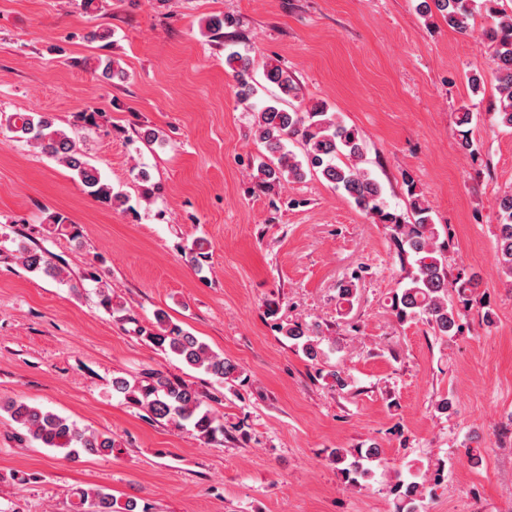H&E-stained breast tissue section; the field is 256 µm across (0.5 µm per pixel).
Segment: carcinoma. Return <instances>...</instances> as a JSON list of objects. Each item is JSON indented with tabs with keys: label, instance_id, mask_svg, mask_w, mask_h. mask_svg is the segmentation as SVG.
Listing matches in <instances>:
<instances>
[{
	"label": "carcinoma",
	"instance_id": "cac0c4a2",
	"mask_svg": "<svg viewBox=\"0 0 512 512\" xmlns=\"http://www.w3.org/2000/svg\"><path fill=\"white\" fill-rule=\"evenodd\" d=\"M468 2L422 0L420 7L425 15L437 12L448 27L463 33L469 30L472 16ZM486 2L495 19L494 26L487 33L495 44L492 76L499 92L495 121L500 127L512 129V11L498 7L499 0ZM94 61V70L101 72L103 78L110 80L119 75L116 61L111 56L100 55ZM227 62L231 66L237 65V95L243 101L250 99L255 93V87L249 81L252 60L231 52ZM263 77L280 90L282 97L255 109L253 135L267 152V159H259L252 167L255 182L260 186H270L282 181L300 182L312 172L321 175L333 189L342 192L376 223L386 226L401 267H410L408 282L391 299V307L398 320H422L428 323L436 336L461 333V320L469 305L466 291L472 279L463 269L458 270L455 278L448 279V239L441 237L438 225L432 223L427 200L415 193L410 183V216L404 218L387 210L381 184L364 167L363 138L359 130L345 125L336 113L327 111L322 102H316L309 108L301 104L285 108L286 100L297 98V81L281 65H265ZM473 121L474 113L466 108L456 115L460 147L469 154L474 153L469 129ZM0 129L33 144L41 153L73 171L88 195L119 208L126 206V196L113 191L112 185L79 145L76 133L57 127L49 116L37 112L0 114ZM290 141L301 145V154L286 148ZM498 209L500 224L496 235V254L503 274L512 283V193L498 199ZM44 223L59 234L73 239L80 236L76 224L62 213L47 214ZM18 254L22 265L30 272L54 279L64 274V269L54 261V255L44 249L21 246ZM206 255L207 247L201 239L185 248V257L194 266L205 261ZM361 278L362 274L356 272L341 285L339 299L342 302L352 304ZM451 292L457 294L458 302L448 299ZM278 330L295 341L308 359L314 361L318 358L316 330L299 322L281 324ZM141 334L165 353L204 371L218 382L233 378L238 371L234 362L212 351L193 333L173 322L163 310L155 313L152 326L141 329ZM112 389L125 394L152 418L173 421L180 426L188 425L203 438H210L223 429L217 417L203 408L198 392L186 382L161 371L145 373L143 379L133 386L125 379L115 378ZM0 411L6 412L11 422L25 430L42 447L61 450L69 459L79 457L82 452L110 455L115 448L111 436L81 428L65 416L23 401L1 404ZM331 461L344 482L356 487L373 473L372 465L378 461V452L374 447L337 448L331 453ZM394 492L400 500L397 512H414V503L422 496V484L403 480L396 484ZM116 504L117 500L111 493L96 489L77 492L74 508L75 512H148L145 507L139 508L134 499L127 500L119 511Z\"/></svg>",
	"mask_w": 512,
	"mask_h": 512
}]
</instances>
